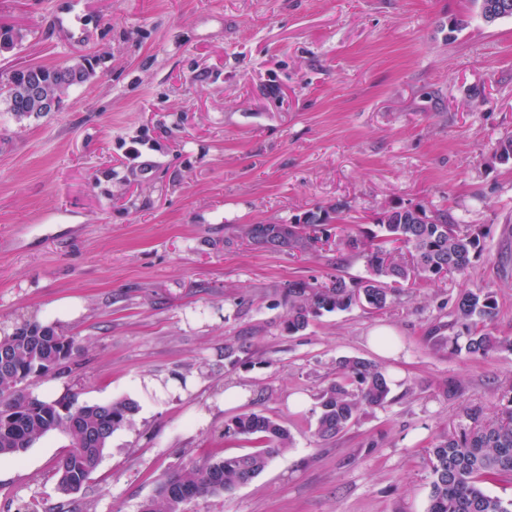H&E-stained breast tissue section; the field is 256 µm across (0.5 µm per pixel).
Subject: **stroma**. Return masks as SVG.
Segmentation results:
<instances>
[{
    "instance_id": "stroma-1",
    "label": "stroma",
    "mask_w": 512,
    "mask_h": 512,
    "mask_svg": "<svg viewBox=\"0 0 512 512\" xmlns=\"http://www.w3.org/2000/svg\"><path fill=\"white\" fill-rule=\"evenodd\" d=\"M0 22L22 34L0 73L107 55L64 111L0 112V337L37 323L80 341L33 395L138 405L80 512H140L174 471L258 450L224 434L248 412L286 427L288 450L184 512H426L430 449L512 384V351L426 340L478 286L512 336V163L494 157L512 136V18L485 23L474 0H0ZM339 203L369 228L396 205L447 211L484 252L385 309L288 333L284 285L326 280L336 255L260 249L242 230ZM380 328L397 357L370 346ZM343 358L380 363L390 399L322 441L318 397ZM231 389L243 400L225 403ZM68 446L52 431L1 457L0 512H59Z\"/></svg>"
}]
</instances>
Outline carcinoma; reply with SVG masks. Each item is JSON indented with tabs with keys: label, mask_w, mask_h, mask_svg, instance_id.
I'll list each match as a JSON object with an SVG mask.
<instances>
[{
	"label": "carcinoma",
	"mask_w": 512,
	"mask_h": 512,
	"mask_svg": "<svg viewBox=\"0 0 512 512\" xmlns=\"http://www.w3.org/2000/svg\"><path fill=\"white\" fill-rule=\"evenodd\" d=\"M21 34L0 24V53L14 49ZM106 54L89 53L55 64L16 68L0 75V106L16 116L60 112L69 90L91 82ZM332 209L316 208L308 218L289 224H251L246 237L256 243L277 239L276 250H313L329 243ZM379 231L343 225L336 242V266L344 255L360 257L368 276L342 274L323 283L304 279L288 283L283 298L288 304L290 333L305 329L324 312L345 311L357 304L387 307L404 283L435 282L463 274L483 251L482 234L459 224L445 212L418 219L411 206H396L375 218ZM498 303L491 291L464 292L454 306V319L430 329L428 340L475 356L512 350V337L492 328ZM454 331L445 336L442 330ZM51 328L33 324L0 339V457H17L44 434L58 430L67 435L70 449L56 462L58 489L66 497L78 494L98 466L112 434L131 421L137 404L130 399L109 403H80L77 398L56 400L29 397L19 389L20 379L32 378L36 366L49 368L58 349ZM340 377L319 395L316 435L327 441L348 428L366 407H381L391 392L385 369L358 358L338 362ZM68 406L67 415L60 407ZM227 437L255 438L260 451L224 455L200 465L181 468L158 483L147 512H180L176 495L193 493L207 498L231 493L261 475L272 459L290 445L288 430L262 413L240 414L224 425ZM430 492L427 512H512L505 500L484 488L492 476H512V385L501 394L499 408L488 416L480 407L466 411L465 422L431 448L428 457Z\"/></svg>",
	"instance_id": "carcinoma-1"
}]
</instances>
